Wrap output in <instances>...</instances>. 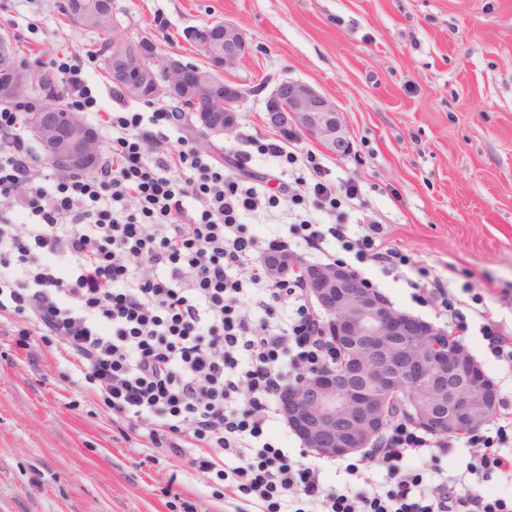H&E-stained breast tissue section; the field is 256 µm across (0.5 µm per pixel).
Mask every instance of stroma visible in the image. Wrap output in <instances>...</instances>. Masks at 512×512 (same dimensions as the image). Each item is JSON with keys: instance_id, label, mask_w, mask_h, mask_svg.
I'll return each mask as SVG.
<instances>
[{"instance_id": "1", "label": "stroma", "mask_w": 512, "mask_h": 512, "mask_svg": "<svg viewBox=\"0 0 512 512\" xmlns=\"http://www.w3.org/2000/svg\"><path fill=\"white\" fill-rule=\"evenodd\" d=\"M63 3L0 0L9 19L0 32L27 62L82 64L99 108L86 123L99 135L110 113L175 108L114 99L105 39L148 40L198 65L185 29L236 23L252 47L223 74L246 91L238 125L194 144L227 174L280 198L248 223L306 219L311 200L295 205L283 194L310 177V163L336 187L357 185L326 223L379 224L413 268L447 280L470 310L463 343L512 404V374L488 351L476 315L490 309L512 330V0H112L106 36L73 26ZM283 78L336 102L352 150L338 157L301 134L295 163L260 156L239 170L234 151L244 141L281 137L266 122L265 99ZM361 270L395 308L433 321V307L413 302L403 280L374 263ZM67 371L56 347H40L32 365L0 334V512H176L179 498L197 512H233L183 460L120 435Z\"/></svg>"}]
</instances>
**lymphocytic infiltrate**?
Instances as JSON below:
<instances>
[{"label": "lymphocytic infiltrate", "mask_w": 512, "mask_h": 512, "mask_svg": "<svg viewBox=\"0 0 512 512\" xmlns=\"http://www.w3.org/2000/svg\"><path fill=\"white\" fill-rule=\"evenodd\" d=\"M47 75L75 110L95 111L79 65ZM176 119L112 113L92 171L51 182L16 112L0 108V319L16 347L34 361L37 344L60 345L123 436H148L222 482L234 512H512V493L487 488L512 486L511 412L470 433L472 490L442 465L449 440L403 422L344 461L340 487L289 450L278 400L333 354L301 284L270 280L263 255L289 245L323 255L335 244L389 273L407 258L376 224L351 233L305 220L285 241L246 224L274 199L171 137ZM407 286L447 332H467L447 283Z\"/></svg>", "instance_id": "lymphocytic-infiltrate-1"}]
</instances>
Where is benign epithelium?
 I'll return each instance as SVG.
<instances>
[{
  "label": "benign epithelium",
  "instance_id": "7a95c632",
  "mask_svg": "<svg viewBox=\"0 0 512 512\" xmlns=\"http://www.w3.org/2000/svg\"><path fill=\"white\" fill-rule=\"evenodd\" d=\"M186 39L205 59L218 83L204 85L201 69L169 55L165 98H190L191 114L208 137L226 135L238 124L237 106L245 96L221 73L250 51L242 30L222 21L186 31ZM158 52L151 42L136 44L130 54L112 44L106 57L112 83L130 97L155 96L157 79L150 60ZM36 83L32 70L20 67L0 35V100L22 101ZM268 123L282 133L292 125L331 154L351 151V141L336 103L311 85L284 78L265 102ZM36 138L49 162L82 172L95 161L102 144L79 112H60L52 103L34 108ZM278 282L291 274L323 318V335L333 343L335 363L307 374L284 391L279 412L317 455L336 459L373 448L401 404L404 418L435 436L464 434L492 416L497 395L469 349L446 331L395 308L377 289L344 265H305L288 254L266 261Z\"/></svg>",
  "mask_w": 512,
  "mask_h": 512
}]
</instances>
